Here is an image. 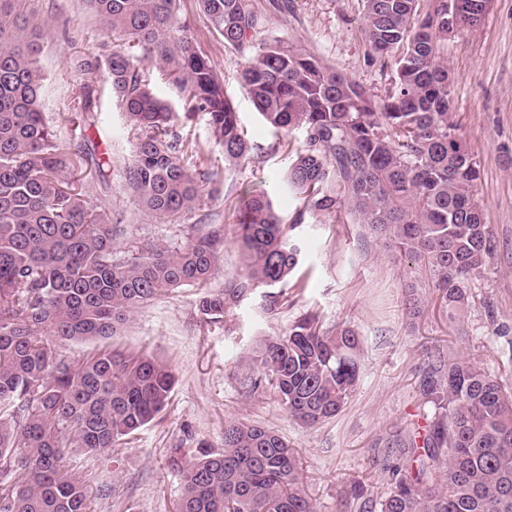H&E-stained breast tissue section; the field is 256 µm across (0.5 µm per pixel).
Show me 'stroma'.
<instances>
[{
    "instance_id": "1",
    "label": "stroma",
    "mask_w": 512,
    "mask_h": 512,
    "mask_svg": "<svg viewBox=\"0 0 512 512\" xmlns=\"http://www.w3.org/2000/svg\"><path fill=\"white\" fill-rule=\"evenodd\" d=\"M259 25L253 42L281 40L319 57L353 78L370 94L385 96L396 77L391 57L370 53L361 29V0H252ZM17 12L43 27L39 66L45 78V119L56 142L71 152L86 145L104 160L73 178L93 205L105 209L121 230L117 252L127 255L148 243L180 244L203 224L224 227L226 244L211 289L242 275L233 243L241 189L278 192L288 168L286 149L261 122L239 75L245 56L214 33L197 0H180L178 15L188 37L207 55L224 84L247 139L261 154L226 164L205 114L176 112L172 135L205 145L197 166L204 173L199 206L178 223L150 214L129 186L134 139L109 85L83 71L85 58L106 59L114 38L105 33L83 0H18ZM453 80L450 110L456 115L478 164L477 199L496 249L474 282L460 322H449L424 263L407 258L387 237L356 223L347 210L310 216L292 235L302 245L300 265L278 286L269 307L267 291L255 289L219 322H204L196 289L185 288L138 308L106 341L60 346L79 361L108 347L143 352L167 363L175 376L168 406L111 454L70 453L66 463L91 489L90 512H176L179 475L166 451L205 444L224 448V425L249 422L275 431L302 455L306 490L316 512H362L364 499L380 500L390 488L397 447L422 431L436 407L424 395L431 355L479 361L512 385V0H490L481 24L448 39ZM92 87L93 111L83 109ZM312 312L326 331L353 329L360 339L361 379L336 417L308 427L290 418L272 390L250 394L244 378L257 376L255 355L264 340L283 336Z\"/></svg>"
}]
</instances>
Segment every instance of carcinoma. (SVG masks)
Listing matches in <instances>:
<instances>
[{"mask_svg":"<svg viewBox=\"0 0 512 512\" xmlns=\"http://www.w3.org/2000/svg\"><path fill=\"white\" fill-rule=\"evenodd\" d=\"M102 29L125 39L110 53V83L135 139L129 182L168 222L199 205L189 165L204 146L169 136L174 109L135 62L145 58L187 91L184 111L203 112L237 163L263 151L245 138L211 61L188 38L171 39L177 0H83ZM224 44L248 53L240 84L264 124L299 130L284 175L304 209L283 224L264 189L242 191L236 244L244 277L199 298L218 322L250 290L288 279L301 249L286 228L306 214L346 206L358 223L425 261L454 319L494 252L476 200L477 162L449 112L448 0H362L372 54L397 57V76L376 100L319 58L273 41L255 46L251 0H198ZM37 23L0 0V512H87L88 487L65 466L75 450L105 453L150 424L169 403L174 375L146 354L102 351L78 362L65 341L109 339L140 305L181 288H205L224 248V225L178 245L150 243L116 257L118 226L69 184L87 163L60 151L41 103ZM359 338L328 334L306 314L263 343L261 375L293 419L335 417L359 377ZM424 391L448 414L400 449L379 512H512V387L481 363L435 355ZM182 480L177 512H315L297 449L274 431L224 425V451L172 448Z\"/></svg>","mask_w":512,"mask_h":512,"instance_id":"cac0c4a2","label":"carcinoma"}]
</instances>
